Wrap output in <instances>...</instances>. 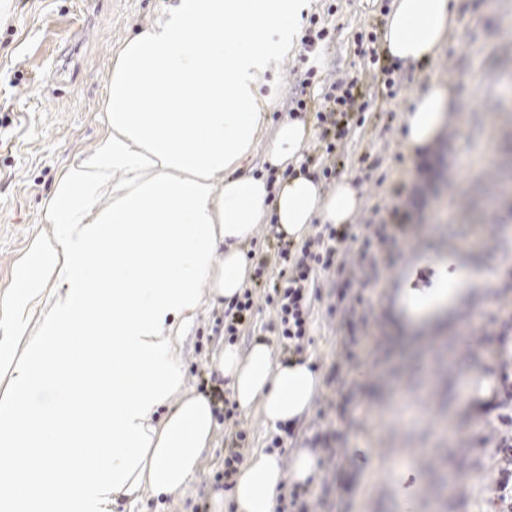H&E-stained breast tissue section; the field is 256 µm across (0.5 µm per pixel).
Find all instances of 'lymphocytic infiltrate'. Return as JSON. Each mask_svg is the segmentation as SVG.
<instances>
[{"label":"lymphocytic infiltrate","mask_w":512,"mask_h":512,"mask_svg":"<svg viewBox=\"0 0 512 512\" xmlns=\"http://www.w3.org/2000/svg\"><path fill=\"white\" fill-rule=\"evenodd\" d=\"M361 85V76L348 74L323 81L318 99L296 95L290 100L294 111L314 115L320 130L314 150L319 154L324 179L336 174L347 134L345 121L351 114H365L370 107L360 91ZM410 219L409 212L395 207L389 210L387 221L367 223L364 234L358 238L353 237L350 225L326 224L301 244L283 245L277 253H270L265 245L250 251V259L256 262V278L264 279L268 286L263 302L274 314L270 326L283 351L300 353L310 343L315 305L327 286L334 297L327 315L345 330L340 344L346 361L356 359L355 331L367 325L371 310L363 290L378 284L382 270L380 255L395 246L396 228L408 224ZM352 239L359 242L353 253L346 247ZM238 416L236 403L225 401L218 421L224 426L227 445L223 472L227 479L243 462L247 445V433L240 429Z\"/></svg>","instance_id":"1"}]
</instances>
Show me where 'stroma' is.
<instances>
[{"label":"stroma","instance_id":"1","mask_svg":"<svg viewBox=\"0 0 512 512\" xmlns=\"http://www.w3.org/2000/svg\"><path fill=\"white\" fill-rule=\"evenodd\" d=\"M170 0H12L0 21V292L34 232L48 229L47 201L57 174L89 152L104 131L102 105L112 57L123 41L165 10ZM383 0H312L311 11L334 27V40L318 58L321 75L364 74L368 59L356 35L384 25ZM298 55L276 74L275 99L259 140L243 161L262 169L276 128L288 114L286 93L296 82ZM403 90L382 95L366 78L372 106L364 125H351L340 175L360 190L363 223L373 207L390 210L416 189L424 203L413 209L394 252L395 262L367 289L373 312L357 331L360 363L345 362L332 325L317 304L313 342L302 354L324 384L312 407L298 417L281 457L289 468L307 438L342 427L336 471L310 486L306 501L319 512H402L396 470L409 464L421 494L419 512H512V271L498 279L488 302L470 311L458 333L427 350L401 338L391 314L399 288L430 287L435 269L424 259L435 243L460 246L482 238L489 259L512 261V0H459L457 24L435 60L402 67ZM449 87L450 133L437 156L411 157L402 144L403 116L414 97L433 84ZM224 310L204 305L188 325L180 348L185 387L201 381L228 388L216 367L224 344L216 322ZM491 381L484 397L465 395L461 367ZM351 396L345 417L321 416L328 398ZM224 429L216 427L193 480L169 500L143 491L120 500L115 512H192L203 504L218 512L226 490L214 479L224 459Z\"/></svg>","mask_w":512,"mask_h":512}]
</instances>
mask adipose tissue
Instances as JSON below:
<instances>
[{
  "label": "adipose tissue",
  "instance_id": "obj_1",
  "mask_svg": "<svg viewBox=\"0 0 512 512\" xmlns=\"http://www.w3.org/2000/svg\"><path fill=\"white\" fill-rule=\"evenodd\" d=\"M310 7L174 0L120 46L105 132L58 175L50 228L0 294V512H113L146 487L181 493L215 426L210 402L182 391L185 326L204 302L241 294L244 247L267 218L294 241L317 220L352 222L361 197L348 178L325 195L313 177L285 172L302 158V120L283 119L268 148L275 182L237 171L266 121L265 77L299 49ZM456 9V0H394L381 35L389 60L433 59ZM449 101L440 85L413 100L409 152L438 147ZM430 258L433 287L395 298L411 334L445 330L507 271L476 253ZM217 367L239 408L259 409L272 428L304 414L322 387L308 363H277L263 342L244 358L225 346ZM286 475L314 483L317 456L297 452L285 474L277 454L255 452L231 489L236 512H274Z\"/></svg>",
  "mask_w": 512,
  "mask_h": 512
}]
</instances>
